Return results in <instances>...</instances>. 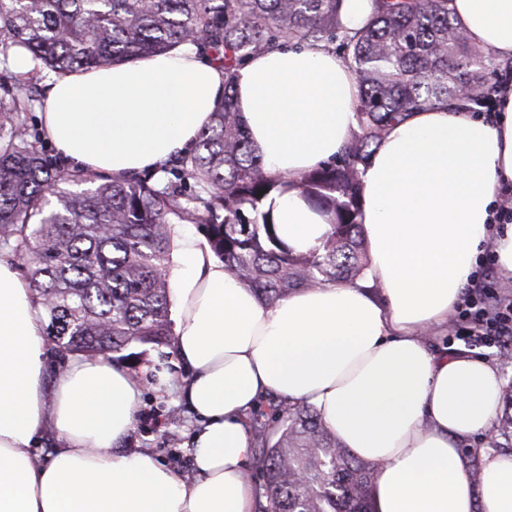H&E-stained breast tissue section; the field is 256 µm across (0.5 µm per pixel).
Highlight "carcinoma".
Returning <instances> with one entry per match:
<instances>
[{
    "label": "carcinoma",
    "instance_id": "1",
    "mask_svg": "<svg viewBox=\"0 0 512 512\" xmlns=\"http://www.w3.org/2000/svg\"><path fill=\"white\" fill-rule=\"evenodd\" d=\"M341 0H0V42L60 75L106 68L191 42L224 69V99L195 150L155 176L95 181L58 173L26 124L38 79L0 73V244H13L38 293L52 349L132 361L170 345L173 225L196 224L230 275L273 304L354 283L367 266L361 172L387 131L437 105L477 112L497 65L464 37L451 0H375L350 33ZM336 45L359 84L358 131L298 178L269 173L237 107V69L290 44ZM73 183L80 190H68ZM299 189L330 218L322 245L285 242L269 201ZM260 512H371L376 464L339 445L317 411L286 399L254 409ZM489 447L512 449V385Z\"/></svg>",
    "mask_w": 512,
    "mask_h": 512
}]
</instances>
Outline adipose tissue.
<instances>
[{
  "label": "adipose tissue",
  "mask_w": 512,
  "mask_h": 512,
  "mask_svg": "<svg viewBox=\"0 0 512 512\" xmlns=\"http://www.w3.org/2000/svg\"><path fill=\"white\" fill-rule=\"evenodd\" d=\"M451 6L469 40L512 58V0ZM44 83L38 111L56 153L70 170L118 178L189 153L224 96L223 69L189 44ZM358 93L322 43L268 51L236 74L253 149L291 178L345 147ZM501 103L491 121L439 105L390 128L361 173L369 262L357 284L270 305L175 230L173 346L191 371L180 395L199 419L189 480L151 452L120 450L137 378L83 355L48 376L44 308L16 261L0 256V512H256L248 414L269 394L312 406L342 446L375 463L374 512H512V454L485 449L477 481L461 452L492 430L502 375L428 343L484 248L512 274V228L492 222L512 186V91ZM274 212L295 250L318 248L331 231L298 189ZM43 431L57 442L45 457L33 450Z\"/></svg>",
  "instance_id": "1"
}]
</instances>
